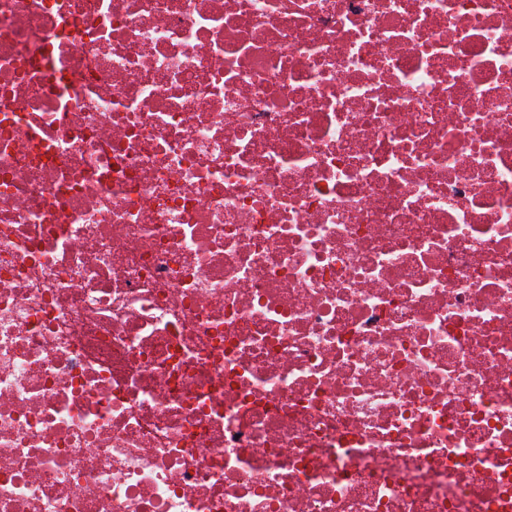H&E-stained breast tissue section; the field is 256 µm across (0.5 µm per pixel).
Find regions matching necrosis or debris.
I'll list each match as a JSON object with an SVG mask.
<instances>
[{
  "mask_svg": "<svg viewBox=\"0 0 512 512\" xmlns=\"http://www.w3.org/2000/svg\"><path fill=\"white\" fill-rule=\"evenodd\" d=\"M0 512H512V0H0Z\"/></svg>",
  "mask_w": 512,
  "mask_h": 512,
  "instance_id": "obj_1",
  "label": "necrosis or debris"
}]
</instances>
